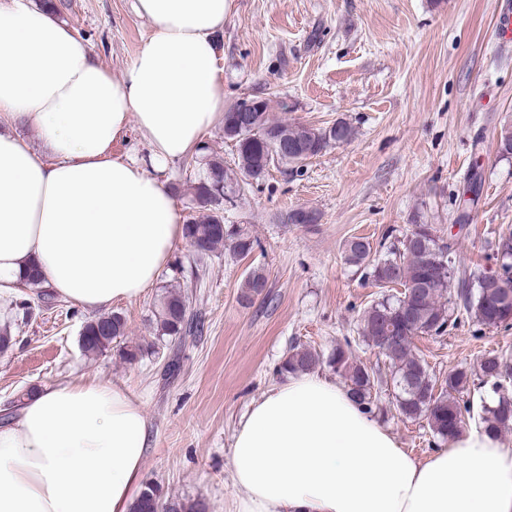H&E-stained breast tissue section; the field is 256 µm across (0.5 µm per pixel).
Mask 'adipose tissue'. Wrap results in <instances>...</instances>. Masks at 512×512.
<instances>
[{"label":"adipose tissue","instance_id":"1","mask_svg":"<svg viewBox=\"0 0 512 512\" xmlns=\"http://www.w3.org/2000/svg\"><path fill=\"white\" fill-rule=\"evenodd\" d=\"M229 6L135 0L152 34L116 76L52 12L0 0V291L33 264L90 311L155 284L183 239L166 172L224 111L214 36ZM132 126L147 153H115ZM150 446L126 388L93 378L36 391L0 424V512H129ZM231 473L233 512H512L500 439L460 433L418 460L313 372L252 403Z\"/></svg>","mask_w":512,"mask_h":512}]
</instances>
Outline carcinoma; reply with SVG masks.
Listing matches in <instances>:
<instances>
[{"label": "carcinoma", "instance_id": "cac0c4a2", "mask_svg": "<svg viewBox=\"0 0 512 512\" xmlns=\"http://www.w3.org/2000/svg\"><path fill=\"white\" fill-rule=\"evenodd\" d=\"M272 106L251 113L252 121H240L235 112H224V138L234 142V167L225 165L224 157L212 151L206 168L193 185L195 213L184 224V238L191 252L205 260L224 248L237 256L253 252L257 240L242 224H228L224 195L235 199L250 181L265 177L270 166L278 163L303 166L294 159L320 156L332 145L350 142L353 126L338 120L316 128L303 123H288L271 115ZM319 213L300 207L285 214L284 222L312 229L319 224ZM506 241L504 249L494 248L498 269L480 272L475 280L458 276L454 242L439 235L432 224L418 225L417 239L407 237L377 258L370 242L353 237L344 244L346 264L368 270L375 286L394 284L402 291L385 295L363 310L358 323L362 342L378 351L384 366L364 364L351 346L338 345L325 354L308 345L289 348L276 367L287 377L313 372L325 366L345 380L347 391L368 411L381 401V394L391 395L390 406L406 420L423 421L432 437L446 443L464 429L467 421L477 419L478 428L495 437L512 429V372L507 359L498 352L483 355L477 371L458 367L441 380L431 374L427 362L416 353L413 340L420 336L439 337L448 327L456 326L454 313L466 316L486 328L508 326L512 314V230L499 233ZM268 279L261 268L251 270L241 285L240 297L247 303L263 295ZM42 296H30L11 302L13 309L30 316L39 308ZM156 330L161 337L181 338L195 332L189 313V296L169 291L160 301ZM126 324L116 314L84 322L80 345L88 354H99L124 338ZM480 380L491 385L494 397L481 400L479 409L470 401L471 384ZM132 512H205L199 502L166 498L161 489L148 484L132 505Z\"/></svg>", "mask_w": 512, "mask_h": 512}]
</instances>
